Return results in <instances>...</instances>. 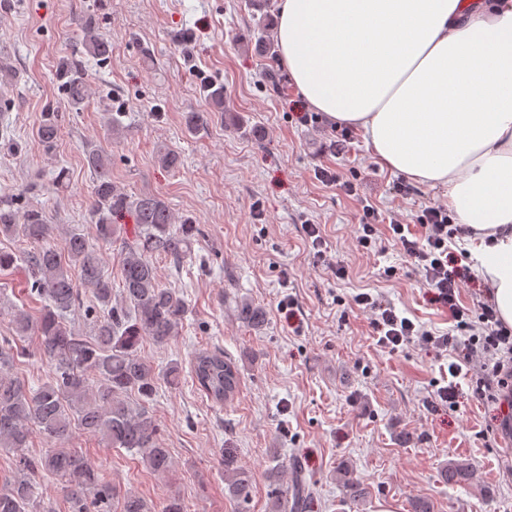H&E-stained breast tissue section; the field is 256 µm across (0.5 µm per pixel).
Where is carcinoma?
<instances>
[{
  "label": "carcinoma",
  "mask_w": 512,
  "mask_h": 512,
  "mask_svg": "<svg viewBox=\"0 0 512 512\" xmlns=\"http://www.w3.org/2000/svg\"><path fill=\"white\" fill-rule=\"evenodd\" d=\"M83 44L89 55L102 61L111 57L112 43L86 21ZM70 104L77 108L90 95V88L75 66L66 61L56 71ZM59 135L58 115L46 111L37 129L42 145L50 150ZM93 173L91 222L96 240L110 244L117 240L121 227L112 223V214H132V236L122 242L120 253V300L112 279L105 271L100 247L90 243L77 228L67 232L64 246L47 244L54 226L47 223L43 209L29 206L24 223H16L13 206L0 207V234L22 233L31 244L24 252L31 290L47 301L36 321L18 313L13 316L19 336L36 335L40 351L50 363V380L30 390L13 375L18 348L3 340L0 345V450L16 455L17 474L0 487V512H31L35 485L30 475L45 471L64 483L69 512H151L136 494L115 499L114 488L102 481L85 455L64 444L76 431L100 438L112 448H124L140 456L153 474L163 476L171 468L168 449L161 446L156 421L144 405L131 406L124 396L134 392L142 400L151 399L158 379L178 385L180 367L173 363L158 374L140 354L147 339L160 345L176 336L187 313V302L173 288L160 284L152 257L162 255L176 267L186 261L196 231L189 217L177 219L168 204L153 194L131 196L112 182V158L99 149L85 153ZM94 290L97 305L91 309L93 335L81 336L65 323V316L79 300L78 285ZM240 317L258 327L265 321L262 308L249 302L240 305ZM190 374L198 389L214 404L234 399L240 388V373L232 359L219 347L201 349L192 357ZM37 429L56 448L40 457L27 452L32 429ZM292 471V479L283 481ZM340 481L351 502L363 497L359 483L347 469L339 472ZM448 483L469 481L472 470L465 462H450L444 470ZM278 484L271 512H306L312 498L298 462L279 463L267 472ZM224 481L230 498L238 503L249 500L254 473L224 455Z\"/></svg>",
  "instance_id": "carcinoma-1"
}]
</instances>
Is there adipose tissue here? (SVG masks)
Returning a JSON list of instances; mask_svg holds the SVG:
<instances>
[{"instance_id": "adipose-tissue-1", "label": "adipose tissue", "mask_w": 512, "mask_h": 512, "mask_svg": "<svg viewBox=\"0 0 512 512\" xmlns=\"http://www.w3.org/2000/svg\"><path fill=\"white\" fill-rule=\"evenodd\" d=\"M277 38L314 110L447 188L512 327V0H280Z\"/></svg>"}]
</instances>
